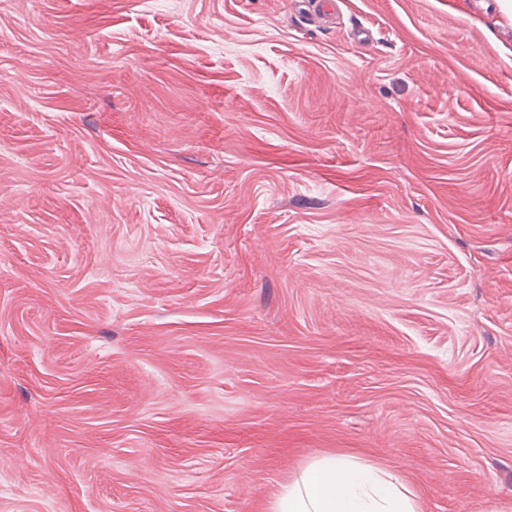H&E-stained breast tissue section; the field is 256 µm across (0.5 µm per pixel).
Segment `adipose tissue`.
I'll return each instance as SVG.
<instances>
[{
  "label": "adipose tissue",
  "instance_id": "ef3b65f1",
  "mask_svg": "<svg viewBox=\"0 0 512 512\" xmlns=\"http://www.w3.org/2000/svg\"><path fill=\"white\" fill-rule=\"evenodd\" d=\"M269 512H421V504L393 471L355 456L327 455L283 485Z\"/></svg>",
  "mask_w": 512,
  "mask_h": 512
}]
</instances>
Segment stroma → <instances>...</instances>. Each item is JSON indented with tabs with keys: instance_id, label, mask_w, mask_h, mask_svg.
<instances>
[{
	"instance_id": "obj_1",
	"label": "stroma",
	"mask_w": 512,
	"mask_h": 512,
	"mask_svg": "<svg viewBox=\"0 0 512 512\" xmlns=\"http://www.w3.org/2000/svg\"><path fill=\"white\" fill-rule=\"evenodd\" d=\"M330 453L512 501V17L0 0V512H267Z\"/></svg>"
}]
</instances>
